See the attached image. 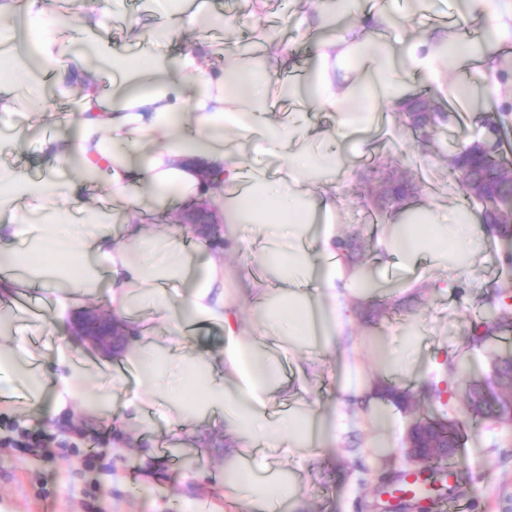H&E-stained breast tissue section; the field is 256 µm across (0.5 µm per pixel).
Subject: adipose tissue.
Segmentation results:
<instances>
[{"mask_svg": "<svg viewBox=\"0 0 512 512\" xmlns=\"http://www.w3.org/2000/svg\"><path fill=\"white\" fill-rule=\"evenodd\" d=\"M307 2V27L322 38L311 80L290 87L292 110L279 118L268 101L279 57L257 67L234 58L216 69L209 52H168L187 32L223 24L221 15L203 16L195 0H144L146 12L168 18L136 33L134 44L158 47L145 57L115 52L100 33L105 18L123 16L125 0L75 12L57 0H0V321L8 323L0 328V400L46 404L52 415L75 420L122 388V419L131 426L154 409L171 425L209 412L221 422L224 497L248 512H276L297 491L256 483L238 459L253 457L261 467L266 448L324 451L343 427L333 412L304 409L284 418L269 410L290 387L283 355L348 340L351 301L366 295L363 279L342 264L335 226V176L345 168L340 142L395 107L407 78H440L450 61L473 54L433 33L399 48L377 38L426 11L427 0H414L406 15L369 12L367 28L333 25L357 13L358 0H334L329 12L321 0ZM459 11L481 16L485 41L496 47L512 0H459ZM73 96L77 117L60 119L54 101ZM318 108L336 112L338 122L314 135L310 114ZM33 134L47 167L37 179L15 160ZM274 157L283 166L273 174L267 162ZM103 194L111 206L98 204ZM200 199L226 228L223 246L190 225L163 232L144 221L149 210ZM476 236L471 217L431 210L426 223L392 225L378 245L402 263L429 256L443 264L452 251L465 257ZM256 239L277 286L250 280L247 292L261 305L247 330L240 299L227 288L226 256ZM38 282L49 286L55 328L71 325L98 292L120 320L149 303L166 338L158 340L151 324L127 326L134 388L118 375L111 388L91 391L88 365L64 351L49 366L35 359L28 328L14 321L19 297ZM195 325L221 327L223 347L200 348L190 334Z\"/></svg>", "mask_w": 512, "mask_h": 512, "instance_id": "ef3b65f1", "label": "adipose tissue"}]
</instances>
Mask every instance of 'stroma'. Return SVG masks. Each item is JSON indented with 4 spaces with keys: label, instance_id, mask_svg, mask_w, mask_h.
<instances>
[{
    "label": "stroma",
    "instance_id": "35a3bbf8",
    "mask_svg": "<svg viewBox=\"0 0 512 512\" xmlns=\"http://www.w3.org/2000/svg\"><path fill=\"white\" fill-rule=\"evenodd\" d=\"M198 7L222 13L224 24L206 34H189L185 45L213 47L215 67H223L225 50L237 53L246 43H275L288 62L284 74L293 79L304 76L314 61L317 39L297 26L301 0H198ZM439 17L445 18L452 41H475L482 33L481 17H460L452 0H431L428 12L412 17L405 28L388 30L387 36L393 41L425 36ZM498 82V96L464 106V118L443 129L409 130L387 110L373 130L363 133V150H356L354 140L345 142L349 172L336 180L337 228L351 244L349 268L372 279L375 287L352 306L353 352L325 356L317 375L301 380L305 399L315 409L343 404L346 432L335 448L310 458L276 448L266 452L264 478L286 474L299 489L298 503H286L279 512H361L379 474L407 467L403 441L423 414L463 425L465 444L455 462L465 489L458 500L463 512H512V425L466 410L472 386L508 390L494 366L512 356V331L489 335L485 326L502 311L512 312V270L504 264L512 240L480 231L462 268L430 261L409 268L389 265L380 261L376 248L380 228L401 218L390 196L396 169L413 176V205L442 212L464 207L448 155L456 145L473 141L486 116L507 113L505 129L512 132V54L503 57ZM407 332L418 338L413 362L400 369L378 363L375 341L394 345ZM347 379L394 385L409 391L412 400L399 407L378 399L377 409L391 421L385 429L377 426L374 411L343 403L339 386ZM121 416V401L113 399L111 416H83L78 435L66 418L51 417L47 409L0 402V419L55 443L49 454L0 447V512H188L192 500L215 504L222 512L227 508L222 444L200 455L189 433H170L164 420L148 416L141 426L143 446L153 449L158 470L147 485L139 450L112 445L111 428Z\"/></svg>",
    "mask_w": 512,
    "mask_h": 512
}]
</instances>
